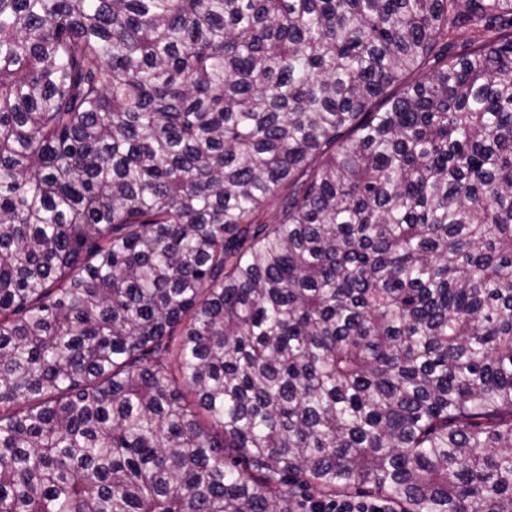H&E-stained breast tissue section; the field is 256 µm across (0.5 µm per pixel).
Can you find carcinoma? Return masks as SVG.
Wrapping results in <instances>:
<instances>
[{
  "mask_svg": "<svg viewBox=\"0 0 512 512\" xmlns=\"http://www.w3.org/2000/svg\"><path fill=\"white\" fill-rule=\"evenodd\" d=\"M358 478L512 512V0H0V512Z\"/></svg>",
  "mask_w": 512,
  "mask_h": 512,
  "instance_id": "obj_1",
  "label": "carcinoma"
}]
</instances>
